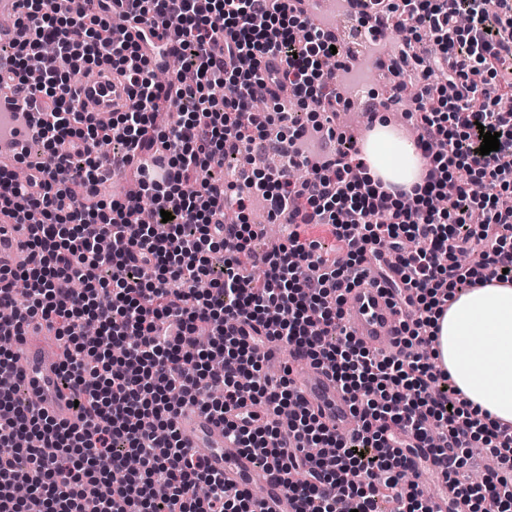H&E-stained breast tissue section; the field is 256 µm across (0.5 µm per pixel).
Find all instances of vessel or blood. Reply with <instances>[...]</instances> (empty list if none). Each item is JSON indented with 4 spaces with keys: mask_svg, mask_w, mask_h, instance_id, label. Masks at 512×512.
Listing matches in <instances>:
<instances>
[{
    "mask_svg": "<svg viewBox=\"0 0 512 512\" xmlns=\"http://www.w3.org/2000/svg\"><path fill=\"white\" fill-rule=\"evenodd\" d=\"M74 95L80 110L93 113L102 126L110 125L113 112L127 99L124 85L108 73H93L83 78L76 85ZM344 309L345 324L364 346L394 349L399 316L376 268H369L362 280L346 292ZM14 350L23 366L22 385L34 397L37 408L57 420L76 421L77 415L69 397L60 392L63 381L61 360L46 355L40 346L28 339L15 343ZM294 381L307 407L330 428L340 431L350 423V403L326 369L306 367L295 373ZM177 427L186 447L210 468L223 472L226 487L264 486L265 494L256 506L257 512H293L285 487L273 483L249 454L225 439L223 423L215 421L198 407L188 405L182 409Z\"/></svg>",
    "mask_w": 512,
    "mask_h": 512,
    "instance_id": "vessel-or-blood-1",
    "label": "vessel or blood"
}]
</instances>
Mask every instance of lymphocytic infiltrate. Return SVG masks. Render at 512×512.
Returning a JSON list of instances; mask_svg holds the SVG:
<instances>
[{
	"instance_id": "obj_1",
	"label": "lymphocytic infiltrate",
	"mask_w": 512,
	"mask_h": 512,
	"mask_svg": "<svg viewBox=\"0 0 512 512\" xmlns=\"http://www.w3.org/2000/svg\"><path fill=\"white\" fill-rule=\"evenodd\" d=\"M20 2L26 37L0 44V95L37 103L39 150L20 154L24 180L0 171V210L43 219L24 264L0 267V306L16 336L37 323L66 337L64 381L79 419L54 420L0 387V512H256L258 496L228 490L185 448L176 426L184 404L223 422L229 441L285 486L296 512H435L417 483L403 481L421 459L452 492L449 512H512V428L465 411L447 373L422 356L435 340L431 312L448 303L444 285L512 281V207L478 202L470 190L477 181L512 188V118L495 106L512 98V0H496L492 11L485 0H377V17L359 14L373 42L410 18L437 45L422 57L402 43L393 56L416 79L411 97L398 85L391 102L408 99L422 146L440 145L428 155L423 197L399 204L363 162L304 149L335 137L331 115L348 104L322 66L336 37L310 20L304 0H97L83 11L60 0ZM115 15L127 21L120 40L109 30ZM47 43L73 69L109 68L125 85L129 103L110 126L89 123L74 105L56 59L29 77L28 59ZM169 56L177 69L157 84L154 71ZM436 72L444 75L437 86ZM259 84L272 107L239 126ZM308 102L324 117L299 123ZM484 129L500 135L486 155ZM257 137L272 138L282 165L244 179L225 171V158ZM107 140L117 145L110 159L98 150ZM114 167L131 168L150 201L136 217L125 201L98 196ZM256 195L289 224L258 278L243 269L256 225L225 221ZM452 218L480 225L478 239L449 234ZM312 224L329 227L347 266L302 236ZM219 251L223 264H212ZM458 252L468 253L469 268L455 262ZM385 253L388 286L416 310L394 352L368 349L343 322L346 268L363 270ZM88 323L98 329L91 340ZM270 342L327 369L359 428L332 430L289 372L264 373ZM477 433L496 460L483 483L466 471ZM104 456L111 470H99Z\"/></svg>"
}]
</instances>
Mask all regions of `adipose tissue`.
Returning a JSON list of instances; mask_svg holds the SVG:
<instances>
[{"label":"adipose tissue","instance_id":"1","mask_svg":"<svg viewBox=\"0 0 512 512\" xmlns=\"http://www.w3.org/2000/svg\"><path fill=\"white\" fill-rule=\"evenodd\" d=\"M361 145L368 176L392 196L422 185L426 160L415 140L376 122ZM434 359L469 410L512 426V283L454 292L437 319Z\"/></svg>","mask_w":512,"mask_h":512}]
</instances>
